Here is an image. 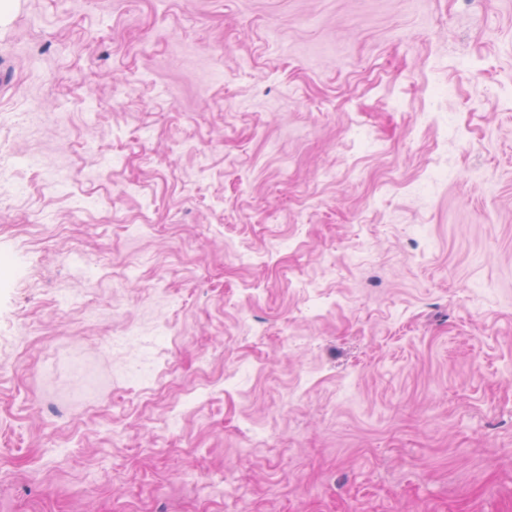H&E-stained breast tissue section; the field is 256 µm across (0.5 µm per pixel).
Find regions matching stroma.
Wrapping results in <instances>:
<instances>
[{"instance_id": "1", "label": "stroma", "mask_w": 512, "mask_h": 512, "mask_svg": "<svg viewBox=\"0 0 512 512\" xmlns=\"http://www.w3.org/2000/svg\"><path fill=\"white\" fill-rule=\"evenodd\" d=\"M1 72L0 512H512V0H14Z\"/></svg>"}]
</instances>
